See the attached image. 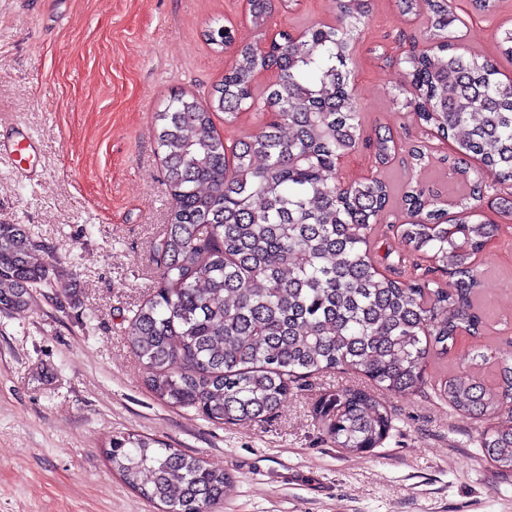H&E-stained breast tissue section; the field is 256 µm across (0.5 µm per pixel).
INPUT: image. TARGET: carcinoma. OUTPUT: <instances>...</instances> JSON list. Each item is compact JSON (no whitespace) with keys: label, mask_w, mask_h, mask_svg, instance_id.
<instances>
[{"label":"carcinoma","mask_w":512,"mask_h":512,"mask_svg":"<svg viewBox=\"0 0 512 512\" xmlns=\"http://www.w3.org/2000/svg\"><path fill=\"white\" fill-rule=\"evenodd\" d=\"M399 6L426 18L428 45L405 58L395 102L454 140L448 172L461 187L450 219L422 187L406 186L401 200L412 221L399 233L409 253L448 275V286L426 272L382 274L372 230L391 189L336 179L339 160L360 143L350 46L371 0H338L336 23L314 24L298 39L281 31L267 48L274 0H249L255 39L237 46L210 100L176 94L154 116L173 207L153 244L157 287L125 319L123 336L162 403L219 424L263 422L296 384L330 369H354L390 393L414 395L428 384L431 355H447L462 331L479 334L473 257L494 225L477 218L473 202L486 176L512 180V81L463 51L449 30L448 0ZM261 70L277 80L259 97L253 77ZM250 111L272 119L226 146L214 113L233 122ZM372 147L387 164L397 142L377 132ZM450 224L464 225L463 234H448ZM52 267L30 226L0 223V311L31 306L33 290L51 285ZM435 394L459 412L491 416L512 403V363H497L490 387L452 377ZM314 413L325 437L354 454L377 447L392 424L387 407L360 387L322 395ZM480 447L512 470V426L485 428ZM108 457L162 512H214L231 484L200 458L145 436L113 438Z\"/></svg>","instance_id":"carcinoma-1"}]
</instances>
